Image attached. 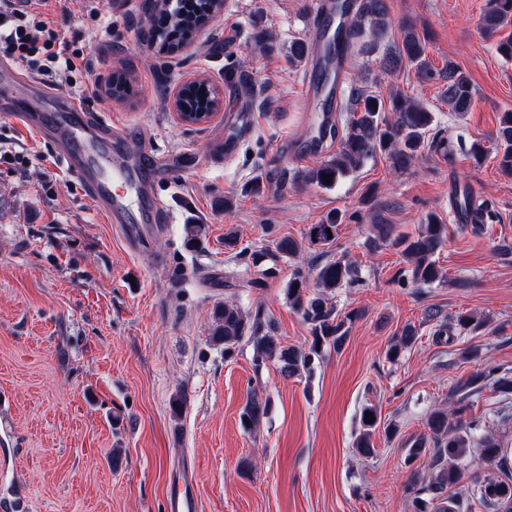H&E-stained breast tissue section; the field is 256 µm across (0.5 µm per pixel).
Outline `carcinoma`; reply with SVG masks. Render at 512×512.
Returning a JSON list of instances; mask_svg holds the SVG:
<instances>
[{"mask_svg": "<svg viewBox=\"0 0 512 512\" xmlns=\"http://www.w3.org/2000/svg\"><path fill=\"white\" fill-rule=\"evenodd\" d=\"M211 7V0H191L173 5L170 11L164 10L165 24L159 26L161 33L157 42L165 45L186 39L187 35L196 31L200 19L207 15ZM510 22L512 0H490V7L482 18L485 33L493 37ZM350 26L354 43L377 45L385 39L390 26L387 0H363ZM381 62L382 67L390 72L399 70L406 62L414 67L417 76L425 79L433 76L422 40L412 28L405 31L401 44L386 53ZM445 81L443 97L450 111L457 114L469 111L474 98L469 76L459 68L450 67ZM217 100L216 89L200 80L185 88L179 109L189 113L210 112L217 105ZM345 112L347 116L344 121L325 129L322 134V137L336 141V152L317 167L298 173L295 181L332 188L379 154L389 160L393 171L404 173L412 169L423 147L444 156L453 155L456 149L454 141L450 139L429 140L436 121L435 113L400 92L392 93L388 99L362 93L345 107ZM490 154L494 155L501 172L512 175V112L502 113L495 134L490 137V145L486 146L479 140L468 149V155L478 164ZM325 175L330 176V182H325ZM341 221L342 215L336 212L328 215L324 222L310 225L307 231L309 244L325 246L333 243L329 235H337ZM375 229L377 237L374 244H388L397 248L408 264V268L401 272L399 284L419 287L443 278L436 255L448 240L450 225L441 223L435 215L429 214L412 235L395 234L391 224H377ZM206 236V225H185L186 247L201 248ZM224 249L237 259L249 256L254 265L265 258L271 261L272 266L265 268L261 277L248 281L249 286L260 288L264 285L263 279L275 274L277 262L297 257L301 246L291 237L278 236L272 238L265 248L251 251L249 247L240 245L237 232L230 230L224 234ZM358 282L356 267L342 256L316 266L313 280L299 268L294 271L288 280L286 295L288 304L301 314L310 327L311 340L304 349H296L279 341L275 336L274 322L263 307L245 312L233 302H226L216 309L211 341L224 346V358L229 359L234 355L235 346L246 340L252 343L256 368L274 362L282 375L300 376L311 371L314 361L323 357L326 351L332 349L337 352L345 344L356 313L340 315L332 298L339 289ZM482 324L483 321L474 314L462 312L456 318L455 329L462 333L475 330ZM417 340L416 326H404L401 333L392 338L387 359L392 363L398 361L401 354ZM496 371L497 367L489 366L462 384L457 390L460 407L451 412L437 407L426 414L424 425L427 436L409 448L408 460L427 454L435 473L424 488L417 487L413 478L406 484L405 492L411 499L413 512H461L462 501L448 499L447 490L449 485L461 480L466 448L471 444L478 443L481 455L486 460L502 463L508 459L512 451L507 446L491 436L478 435L483 430L481 421L465 423L458 418L463 412L461 404L479 392L486 381H493V385L503 393H512V378L498 377ZM269 408V398L254 389L250 390L240 414V419L244 420L243 426L250 432L257 431ZM367 412L373 414L375 421L365 418ZM359 424L355 448L364 457L376 453L373 442L375 434L382 432L391 438L396 433L390 425L381 422L377 408L373 406L362 408ZM471 497L493 512H512V479L506 474L500 480H489L471 490Z\"/></svg>", "mask_w": 512, "mask_h": 512, "instance_id": "carcinoma-1", "label": "carcinoma"}]
</instances>
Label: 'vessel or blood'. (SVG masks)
I'll list each match as a JSON object with an SVG mask.
<instances>
[{
  "mask_svg": "<svg viewBox=\"0 0 512 512\" xmlns=\"http://www.w3.org/2000/svg\"><path fill=\"white\" fill-rule=\"evenodd\" d=\"M333 5L334 0H315L311 14L314 34L302 92L313 127L325 122L332 101L343 97L348 79L347 51H340L331 62L323 60L325 36L337 24ZM0 111L13 113L28 129L50 135L59 143L67 168L89 181L96 207L107 223H137V216L129 211V201L141 194L142 186L132 173L133 165L122 160L111 136L104 134L98 121L76 99L52 93L39 83L30 100L18 101L4 79L0 81ZM168 512H197L190 475L173 482Z\"/></svg>",
  "mask_w": 512,
  "mask_h": 512,
  "instance_id": "vessel-or-blood-1",
  "label": "vessel or blood"
}]
</instances>
